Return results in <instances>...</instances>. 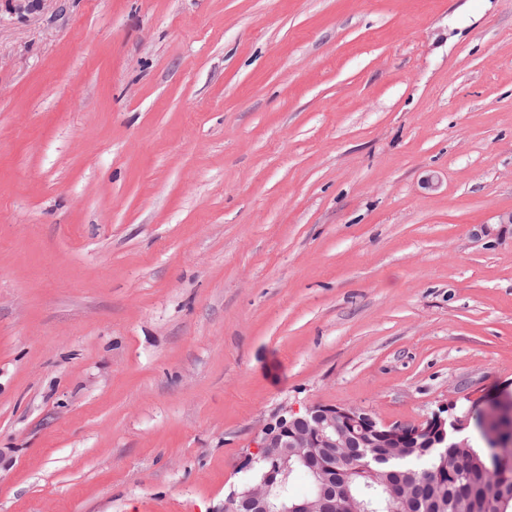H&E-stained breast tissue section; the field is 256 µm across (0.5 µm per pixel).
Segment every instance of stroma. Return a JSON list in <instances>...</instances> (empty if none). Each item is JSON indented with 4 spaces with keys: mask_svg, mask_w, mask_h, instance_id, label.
<instances>
[{
    "mask_svg": "<svg viewBox=\"0 0 512 512\" xmlns=\"http://www.w3.org/2000/svg\"><path fill=\"white\" fill-rule=\"evenodd\" d=\"M512 0L0 12V512H221L279 412L512 403Z\"/></svg>",
    "mask_w": 512,
    "mask_h": 512,
    "instance_id": "stroma-1",
    "label": "stroma"
}]
</instances>
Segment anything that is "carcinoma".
<instances>
[{"instance_id":"obj_1","label":"carcinoma","mask_w":512,"mask_h":512,"mask_svg":"<svg viewBox=\"0 0 512 512\" xmlns=\"http://www.w3.org/2000/svg\"><path fill=\"white\" fill-rule=\"evenodd\" d=\"M343 469L349 471L350 494L365 503L369 512H435L409 494L391 499L386 480L391 471L412 473L418 492L427 499L441 501L445 505L443 512H512V472L490 473L484 444L470 441L465 448H450L444 459L428 453L378 460L367 449L352 457ZM300 479L305 480L309 493L317 488L316 477L297 462L284 490L288 500H293L291 487Z\"/></svg>"}]
</instances>
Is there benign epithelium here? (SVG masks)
<instances>
[{
    "instance_id": "7a95c632",
    "label": "benign epithelium",
    "mask_w": 512,
    "mask_h": 512,
    "mask_svg": "<svg viewBox=\"0 0 512 512\" xmlns=\"http://www.w3.org/2000/svg\"><path fill=\"white\" fill-rule=\"evenodd\" d=\"M58 0H5L10 13L27 21L54 9ZM509 407L494 405L484 417L487 439H497L496 424ZM469 418L447 417L435 412L419 424H386L371 412L356 408L316 403L304 411H291L268 425L257 445L256 456L268 465L262 480L224 498L222 512H337L336 484L331 481L317 492L318 501L298 498L291 507L274 510L272 499L291 471L288 449H306V463L315 471L341 472L334 466L338 448H446L448 433H460Z\"/></svg>"
}]
</instances>
